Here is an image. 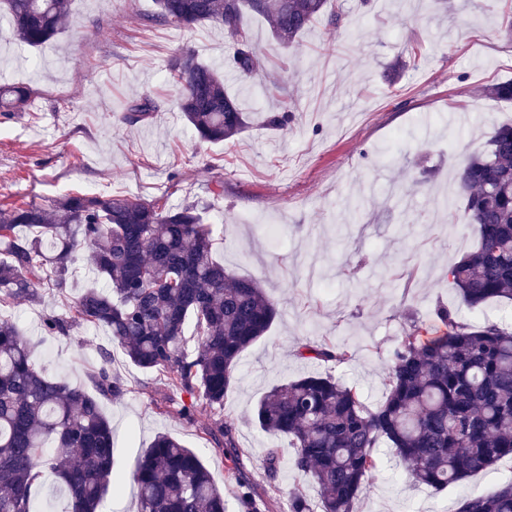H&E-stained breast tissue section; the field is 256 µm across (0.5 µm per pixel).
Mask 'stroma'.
<instances>
[{
	"label": "stroma",
	"mask_w": 512,
	"mask_h": 512,
	"mask_svg": "<svg viewBox=\"0 0 512 512\" xmlns=\"http://www.w3.org/2000/svg\"><path fill=\"white\" fill-rule=\"evenodd\" d=\"M156 10L154 0H71L69 22L50 42L0 41V83L32 90L28 111L0 116V210L70 192L133 196L160 210L199 202L224 238L218 260L257 279L280 315L244 353L223 407L198 406L190 421L157 412L160 400L176 406L182 394L130 363L104 327L46 335L44 318L65 314L89 285L85 262L74 265L64 290L41 288L38 303L15 302L7 316L35 364L72 385L92 389L99 352L110 351L109 368L126 392L102 409L126 479L108 494L106 512H136L132 466L160 432L198 453L224 489L227 512H244L226 449L204 433L217 422L231 425L266 512H288L293 488L313 501L318 492L286 463L276 482L265 477L266 451L282 440L255 426L252 413L273 386L329 373L374 405L404 331L441 330L436 308L512 330V306L469 308L448 275L476 240L457 173L495 126L512 122V103L485 95L487 86L512 80V0H329L326 15L290 47L248 15L263 68L246 84L227 65L221 26L147 24ZM183 48L223 71L252 115L244 133L210 144L186 125L167 71ZM142 95L155 99L154 118L128 127L120 115ZM284 101L296 108L288 131L268 129L265 113ZM460 112L472 121L459 125ZM323 339L350 344L351 358H297L299 344ZM379 453L382 467L356 512H456L461 499L512 478L506 458L492 472L436 490L415 485L389 446Z\"/></svg>",
	"instance_id": "1"
}]
</instances>
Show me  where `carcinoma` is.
<instances>
[{
	"label": "carcinoma",
	"instance_id": "cac0c4a2",
	"mask_svg": "<svg viewBox=\"0 0 512 512\" xmlns=\"http://www.w3.org/2000/svg\"><path fill=\"white\" fill-rule=\"evenodd\" d=\"M154 18L193 28L224 26L230 64L252 77L262 61L244 13L266 20L275 39L293 45L324 13L327 0H156ZM69 0H0V30L31 48L66 28ZM168 70L180 86L178 109L204 142L232 139L248 128V115L224 89V78L190 49L175 52ZM486 96L512 101V82L491 85ZM29 88L0 84V112L27 109ZM157 105L131 98L121 117L149 123ZM293 107L283 103L265 118L288 129ZM458 189L476 244L448 269L470 307L512 301V124L497 126L487 148L460 173ZM0 305L40 299L44 280L67 285L81 246L90 248L89 271L105 283L76 298L64 317L44 319L49 336H67L76 323L106 328L135 366L163 376L167 387L190 397L163 415L192 419L198 403L223 406L243 353L279 315L252 278L229 272L216 259L224 245L195 201L159 211L125 195L70 193L49 205L30 203L0 211ZM443 330L423 337L412 326L393 353L384 400L371 406L355 385L309 373L271 388L253 421L288 440L292 469L318 487L319 507L295 488L289 512H354L369 476L381 467L379 442L394 448L417 485L444 489L512 458V332L495 324L472 326L445 307ZM194 326L197 347L188 350ZM298 356L342 364L349 352L328 341L303 343ZM96 393L72 386L31 361L17 326L0 317V512H36L45 471L65 486L66 512H102L113 473L114 436L101 399H118L124 385L107 367L94 374ZM285 449L269 448L267 478H276ZM229 471L246 512H261L253 485ZM138 512H225L224 493L201 458L178 439L160 434L132 470ZM457 512H512V479L488 495L466 498Z\"/></svg>",
	"mask_w": 512,
	"mask_h": 512
}]
</instances>
